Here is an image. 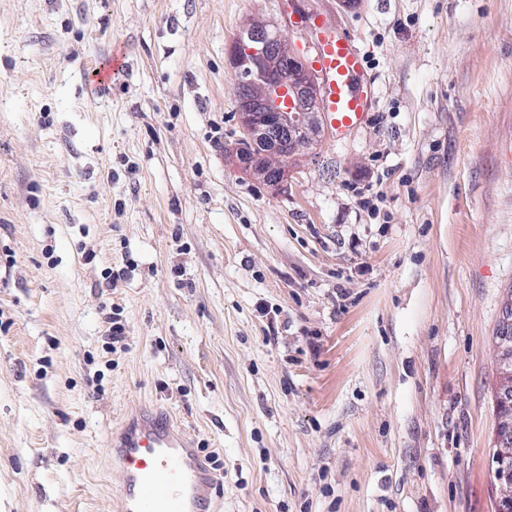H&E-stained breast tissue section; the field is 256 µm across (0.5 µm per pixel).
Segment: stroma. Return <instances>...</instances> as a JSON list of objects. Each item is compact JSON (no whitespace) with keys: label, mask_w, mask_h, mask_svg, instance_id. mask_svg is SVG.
Instances as JSON below:
<instances>
[{"label":"stroma","mask_w":512,"mask_h":512,"mask_svg":"<svg viewBox=\"0 0 512 512\" xmlns=\"http://www.w3.org/2000/svg\"><path fill=\"white\" fill-rule=\"evenodd\" d=\"M314 15L376 107L276 190L228 52ZM511 285L512 0H0V512H113L144 405L220 512H494ZM502 332L497 337L496 452L500 461H512V286L503 295Z\"/></svg>","instance_id":"1"}]
</instances>
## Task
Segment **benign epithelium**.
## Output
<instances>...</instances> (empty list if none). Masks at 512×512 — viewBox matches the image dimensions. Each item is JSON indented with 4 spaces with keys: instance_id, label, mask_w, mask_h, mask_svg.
<instances>
[{
    "instance_id": "benign-epithelium-1",
    "label": "benign epithelium",
    "mask_w": 512,
    "mask_h": 512,
    "mask_svg": "<svg viewBox=\"0 0 512 512\" xmlns=\"http://www.w3.org/2000/svg\"><path fill=\"white\" fill-rule=\"evenodd\" d=\"M230 66L246 77L239 89L242 136L236 156L270 185L286 178L288 163L318 145L320 103L315 75L276 27L251 23L228 54ZM502 332L497 337L496 452L512 461V287L503 295ZM497 512L512 509V471L495 473Z\"/></svg>"
}]
</instances>
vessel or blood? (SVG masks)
<instances>
[{
	"label": "vessel or blood",
	"instance_id": "b4317fda",
	"mask_svg": "<svg viewBox=\"0 0 512 512\" xmlns=\"http://www.w3.org/2000/svg\"><path fill=\"white\" fill-rule=\"evenodd\" d=\"M316 33L313 69L321 85V108L333 135L364 124L374 106L364 60L346 34L321 16ZM113 466L123 483L114 512H218V478L199 449L166 414L141 410L113 436Z\"/></svg>",
	"mask_w": 512,
	"mask_h": 512
}]
</instances>
